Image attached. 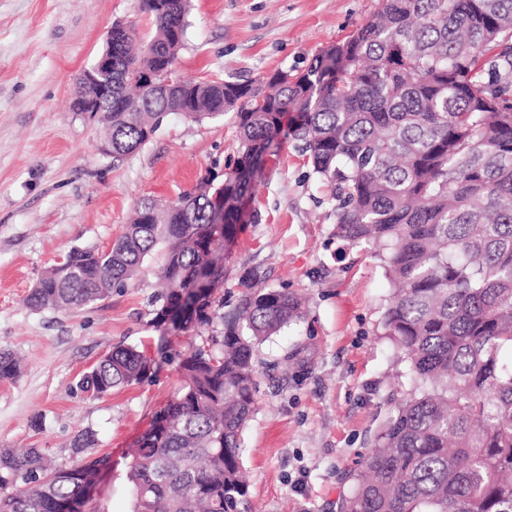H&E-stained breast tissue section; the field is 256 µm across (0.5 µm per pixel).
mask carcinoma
I'll return each instance as SVG.
<instances>
[{
	"mask_svg": "<svg viewBox=\"0 0 512 512\" xmlns=\"http://www.w3.org/2000/svg\"><path fill=\"white\" fill-rule=\"evenodd\" d=\"M189 0H139L154 36L133 50L112 26V111L100 121L117 162L178 109L233 114L239 150L220 183L203 179L161 208L139 202L105 250L72 248L25 298L73 308L129 285L155 253L162 335L200 336L180 355L183 385L141 436L127 473L135 512H239L241 436L255 411V346L300 317L298 297L244 282L233 317L216 307L212 250L234 241L242 206L281 136L298 142L331 189L336 238L382 245L396 288L386 335L413 381L361 464L339 512H512V0H382L306 73L186 83L166 96L142 76L174 66ZM296 117L288 129L283 118ZM155 361L134 347L82 380L96 396L139 384ZM17 375L0 352V381ZM100 455L51 465L39 448L0 452V512H81L78 474Z\"/></svg>",
	"mask_w": 512,
	"mask_h": 512,
	"instance_id": "1",
	"label": "carcinoma"
}]
</instances>
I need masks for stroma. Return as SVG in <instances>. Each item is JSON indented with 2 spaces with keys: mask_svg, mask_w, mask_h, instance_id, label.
<instances>
[{
  "mask_svg": "<svg viewBox=\"0 0 512 512\" xmlns=\"http://www.w3.org/2000/svg\"><path fill=\"white\" fill-rule=\"evenodd\" d=\"M380 0H191L176 70L195 81L250 80L288 70L345 41ZM139 40L154 27L138 0H0V351L20 373L0 382V448H40L75 459L74 438L92 430L90 455L112 468L97 479L85 512H133L129 453L156 413L180 392L177 362L148 304L157 258L139 281L69 311H34L24 299L42 273L74 247L107 249L145 198L175 200L207 173L237 160L231 115L193 122L169 114L154 137L119 162L100 150L97 115L71 108L77 77L114 22ZM330 193L295 141L268 156L216 290L232 315L242 280L286 288L299 319L260 344L256 411L241 436L247 496L242 512H337L354 470L381 428L390 398L410 386L384 334L392 288L374 249L334 234ZM156 359L153 377L96 397L83 376L116 346Z\"/></svg>",
  "mask_w": 512,
  "mask_h": 512,
  "instance_id": "1",
  "label": "stroma"
}]
</instances>
